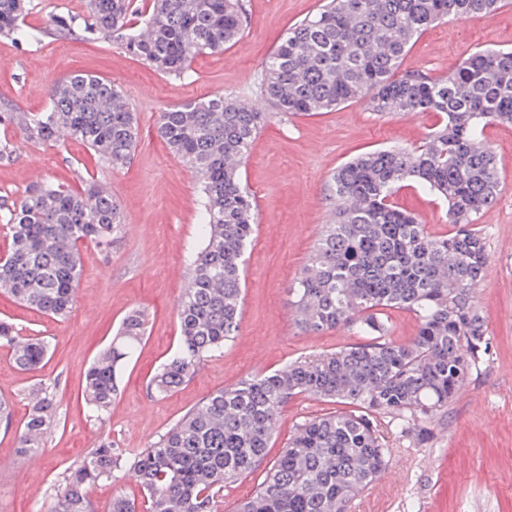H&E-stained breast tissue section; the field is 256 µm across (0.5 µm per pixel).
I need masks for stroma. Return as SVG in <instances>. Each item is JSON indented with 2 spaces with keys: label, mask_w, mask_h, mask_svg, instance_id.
<instances>
[{
  "label": "stroma",
  "mask_w": 512,
  "mask_h": 512,
  "mask_svg": "<svg viewBox=\"0 0 512 512\" xmlns=\"http://www.w3.org/2000/svg\"><path fill=\"white\" fill-rule=\"evenodd\" d=\"M243 2L250 20L244 34L222 53L197 56L181 78L159 74L111 41L94 44L73 35L18 44L0 38V101L42 111L49 87L80 71L118 86L139 124L133 159L120 170L78 142L35 145L25 142L17 128L0 127V138L16 148L12 162L0 163V197L21 196L36 167L42 179L74 188L88 178L106 184L125 221L124 234L109 252L91 243L83 246V277L68 317H44L0 294V319L49 343L34 373L16 368L8 350L0 347V396L12 400L14 422L12 429L0 428V512H50L51 491L64 470L103 437L122 448L148 447L212 392L355 341L343 329L305 334L289 304L293 280L323 225L333 219L328 180L337 167L363 153L419 145L436 121L427 112L380 114L363 100L310 116L277 117L260 131L242 166L243 182L256 204L257 228L239 332L223 354L175 392L155 397L147 390L178 341L177 301L189 255L199 244L201 203L199 176L158 136V115L219 94L259 101L267 58L288 28L320 5V0ZM507 2L490 18L441 20L413 43L403 69L441 77L475 50L512 48V0ZM488 140L501 175L496 203L477 218L486 228L490 254L478 290L490 351L447 413L430 423L428 442L390 437L383 486L365 488L350 512H512V128H491ZM398 199L429 231H448L441 199L409 187ZM134 309L145 312L146 336L123 370L109 417L100 422L89 416L83 400L85 373ZM40 379L56 384L60 421L37 454L41 476L31 481L18 461L14 427L27 414L21 391ZM333 409V404L305 396L290 400L268 459L287 445L297 424Z\"/></svg>",
  "instance_id": "35a3bbf8"
}]
</instances>
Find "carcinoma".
Instances as JSON below:
<instances>
[{
  "instance_id": "cac0c4a2",
  "label": "carcinoma",
  "mask_w": 512,
  "mask_h": 512,
  "mask_svg": "<svg viewBox=\"0 0 512 512\" xmlns=\"http://www.w3.org/2000/svg\"><path fill=\"white\" fill-rule=\"evenodd\" d=\"M503 0H327L288 29L266 61L260 94L271 111L231 96L194 100L159 113L157 133L202 184V241L189 259L178 302L177 346L148 383L173 392L237 336L255 202L241 164L275 116L325 112L365 99L376 112H432L420 145L390 146L339 166L329 183L333 222L325 225L288 294L299 328L345 329L357 341L289 361L205 397L146 448H117L107 437L70 465L53 512H94L96 484L131 471L147 512H220L224 487L264 467L238 512H348L351 500L386 467L387 435L418 443L426 423L448 408L487 355L477 293L489 263L487 236L475 217L497 200L500 173L486 140L492 125L512 126V49L464 56L447 76L398 74L414 40L446 18L493 17ZM31 0H0V37L28 43L78 32L120 42L158 73L179 77L193 58L236 42L247 20L242 0H86L79 16L52 14L42 30L26 24ZM23 139L69 138L114 169L134 154L137 118L108 79L73 73L55 82L43 112L0 106V126ZM408 183L447 205L451 229L433 235L395 197ZM8 241L0 256V293L50 318L73 308L83 275L81 247L106 251L124 219L112 193L94 181L74 189L52 181L0 201ZM418 320L408 342L391 338L388 311ZM144 314L130 311L112 342L92 360L84 400L102 421L118 394L124 363L141 346ZM0 347L16 367L35 371L48 352L0 320ZM339 403L296 425L277 459L263 466L281 412L296 396ZM28 414L16 430L17 453L41 450L58 424L53 388L24 392Z\"/></svg>"
}]
</instances>
